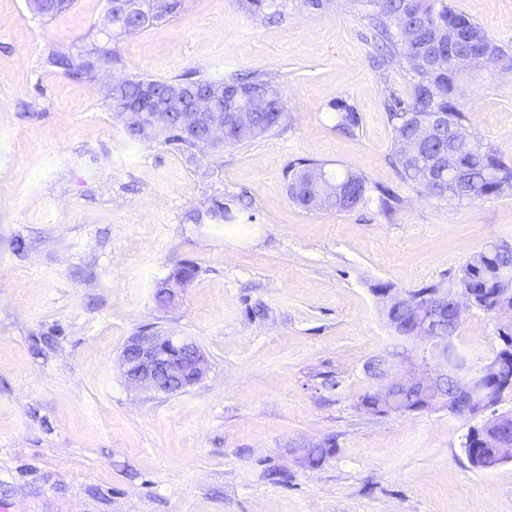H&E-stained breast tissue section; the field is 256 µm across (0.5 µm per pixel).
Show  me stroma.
<instances>
[{"instance_id":"35a3bbf8","label":"stroma","mask_w":512,"mask_h":512,"mask_svg":"<svg viewBox=\"0 0 512 512\" xmlns=\"http://www.w3.org/2000/svg\"><path fill=\"white\" fill-rule=\"evenodd\" d=\"M512 46V0H446ZM106 0L52 19L0 0V508L6 512H512V461L476 470L472 419L444 408L366 411L373 371L398 351L373 292L447 284L475 252L512 246V190L475 202L416 192L389 157L395 133L358 14L290 9L265 23L235 0H189L177 19L117 37L113 74L275 76L290 122L196 162L130 140L101 84L47 65L83 50ZM353 105L354 135L330 105ZM468 129L512 160V59L460 85ZM299 158L392 189L349 212L305 210L285 172ZM236 224H196L212 199ZM24 251H14V239ZM199 273L171 310L172 267ZM264 304L267 315L249 310ZM194 340L210 371L186 391L129 387L119 356L144 328ZM467 309L452 337L469 362L498 345ZM333 441L316 469L294 447Z\"/></svg>"}]
</instances>
